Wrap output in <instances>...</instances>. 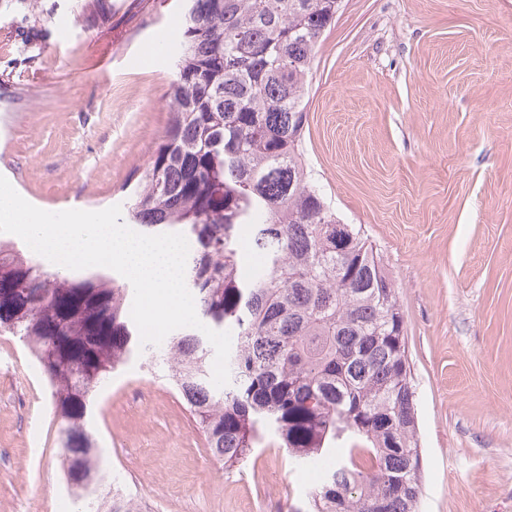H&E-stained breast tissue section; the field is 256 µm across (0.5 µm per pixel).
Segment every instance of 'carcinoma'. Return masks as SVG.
<instances>
[{
	"label": "carcinoma",
	"instance_id": "obj_1",
	"mask_svg": "<svg viewBox=\"0 0 512 512\" xmlns=\"http://www.w3.org/2000/svg\"><path fill=\"white\" fill-rule=\"evenodd\" d=\"M167 127L124 203L127 221L191 244L197 315L232 334L230 380H211L195 328L165 340L171 388L210 456L232 467L270 431L298 463L331 461L295 512H416L421 486L406 326L395 283L353 224H340L303 155L319 38L341 0H186ZM109 17L84 0L90 30ZM342 230H336L337 225ZM129 289L106 270H47L0 240V333L19 336L52 387L60 469L104 483L87 416L102 381L140 345ZM86 512H142L102 489Z\"/></svg>",
	"mask_w": 512,
	"mask_h": 512
}]
</instances>
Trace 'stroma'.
I'll use <instances>...</instances> for the list:
<instances>
[{
    "mask_svg": "<svg viewBox=\"0 0 512 512\" xmlns=\"http://www.w3.org/2000/svg\"><path fill=\"white\" fill-rule=\"evenodd\" d=\"M0 0V165L49 212L124 205L168 122L183 0ZM41 29L21 44L20 27ZM305 160L399 292L423 457L417 512H512V0H344L315 54ZM143 512H288L313 488L265 434L231 468L135 357L91 407ZM39 361L0 335V512H73ZM106 0H84L81 3V12L79 18L83 27L90 30L96 26L99 21H105L109 17V6Z\"/></svg>",
    "mask_w": 512,
    "mask_h": 512,
    "instance_id": "stroma-1",
    "label": "stroma"
}]
</instances>
